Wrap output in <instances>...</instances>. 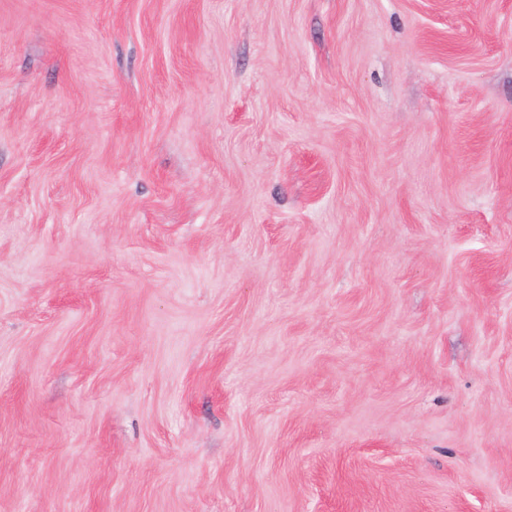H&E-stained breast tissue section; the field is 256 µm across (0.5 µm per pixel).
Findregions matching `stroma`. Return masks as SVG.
Wrapping results in <instances>:
<instances>
[{
	"instance_id": "obj_1",
	"label": "stroma",
	"mask_w": 512,
	"mask_h": 512,
	"mask_svg": "<svg viewBox=\"0 0 512 512\" xmlns=\"http://www.w3.org/2000/svg\"><path fill=\"white\" fill-rule=\"evenodd\" d=\"M0 512H512V0H0Z\"/></svg>"
}]
</instances>
